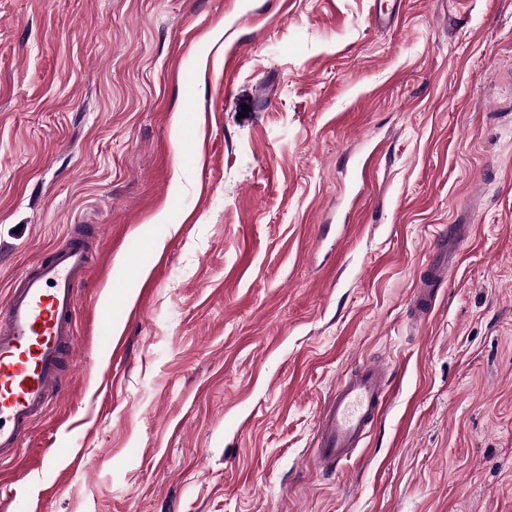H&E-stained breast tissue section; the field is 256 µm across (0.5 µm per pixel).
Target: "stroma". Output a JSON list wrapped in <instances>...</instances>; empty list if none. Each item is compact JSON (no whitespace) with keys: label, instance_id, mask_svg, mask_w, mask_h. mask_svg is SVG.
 I'll return each mask as SVG.
<instances>
[{"label":"stroma","instance_id":"1","mask_svg":"<svg viewBox=\"0 0 512 512\" xmlns=\"http://www.w3.org/2000/svg\"><path fill=\"white\" fill-rule=\"evenodd\" d=\"M70 224L71 388L0 512H512V0H0V301ZM448 265L445 263L429 266V272L426 276L420 278L417 288L413 290L411 309L416 320L425 319L432 310L434 299V283L444 280ZM387 376L383 366L367 362L336 383L317 418V465L335 470L359 448L382 409Z\"/></svg>","mask_w":512,"mask_h":512}]
</instances>
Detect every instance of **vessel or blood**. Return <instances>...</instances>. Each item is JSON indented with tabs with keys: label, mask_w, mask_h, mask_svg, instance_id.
<instances>
[{
	"label": "vessel or blood",
	"mask_w": 512,
	"mask_h": 512,
	"mask_svg": "<svg viewBox=\"0 0 512 512\" xmlns=\"http://www.w3.org/2000/svg\"><path fill=\"white\" fill-rule=\"evenodd\" d=\"M97 233L93 224L69 225L65 245L22 270L0 303V462L19 457L33 424L69 389L64 362L75 349L78 289ZM446 272L441 263L421 278L411 300L415 319L430 314L434 285ZM387 386L386 369L374 362L337 382L317 418V465L337 468L359 448Z\"/></svg>",
	"instance_id": "b4317fda"
}]
</instances>
